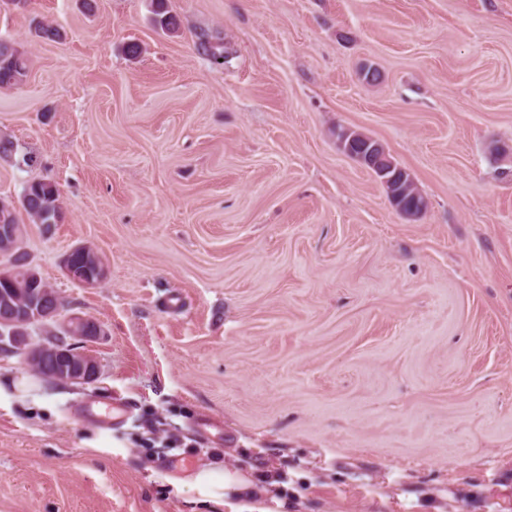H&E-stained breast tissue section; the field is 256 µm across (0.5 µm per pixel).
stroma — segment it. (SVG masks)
Here are the masks:
<instances>
[{
    "label": "stroma",
    "instance_id": "stroma-1",
    "mask_svg": "<svg viewBox=\"0 0 512 512\" xmlns=\"http://www.w3.org/2000/svg\"><path fill=\"white\" fill-rule=\"evenodd\" d=\"M167 7L173 33L150 0H0L30 60L0 89V198L57 185L25 247L104 329L90 385L0 353V512H512V0ZM81 244L101 287L63 273ZM396 187V185L392 184L388 192V196L396 209L407 217H415L421 214L425 209V204L415 199L405 198ZM79 255L84 268L79 269L74 258ZM62 268L64 274L74 283L84 288H96L108 276L106 262L101 255L88 245L73 247L63 258Z\"/></svg>",
    "mask_w": 512,
    "mask_h": 512
}]
</instances>
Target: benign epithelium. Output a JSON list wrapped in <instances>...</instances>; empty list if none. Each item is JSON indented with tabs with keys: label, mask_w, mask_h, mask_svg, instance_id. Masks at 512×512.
<instances>
[{
	"label": "benign epithelium",
	"mask_w": 512,
	"mask_h": 512,
	"mask_svg": "<svg viewBox=\"0 0 512 512\" xmlns=\"http://www.w3.org/2000/svg\"><path fill=\"white\" fill-rule=\"evenodd\" d=\"M388 196L396 209L407 217L423 212L425 204L404 197L391 186ZM24 229L20 224H0V241H12L21 245ZM64 274L84 288H96L108 276L106 262L101 255L88 245L73 247L63 258ZM27 281L33 286L22 297L16 290L0 292V351L20 353L30 367L46 372V377L57 384H89L98 376L96 357L79 345L93 342L103 335L99 321L92 317L72 313L62 316L65 302L62 296L49 288H40L39 273L29 267ZM40 322H52L59 329L57 339L48 344L23 336V326Z\"/></svg>",
	"instance_id": "obj_1"
}]
</instances>
